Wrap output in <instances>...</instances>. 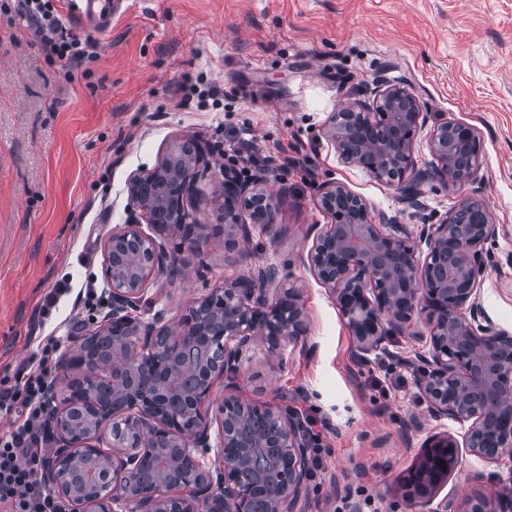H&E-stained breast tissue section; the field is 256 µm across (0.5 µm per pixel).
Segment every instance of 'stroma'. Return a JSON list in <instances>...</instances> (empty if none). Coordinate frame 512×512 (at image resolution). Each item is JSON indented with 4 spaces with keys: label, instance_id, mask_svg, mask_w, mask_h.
Masks as SVG:
<instances>
[{
    "label": "stroma",
    "instance_id": "1",
    "mask_svg": "<svg viewBox=\"0 0 512 512\" xmlns=\"http://www.w3.org/2000/svg\"><path fill=\"white\" fill-rule=\"evenodd\" d=\"M95 41L88 76L67 80L13 0H0V389L38 361L40 340L68 347L75 325L108 312L105 243L135 217L131 174L153 168L175 137L219 148L248 127L268 159L266 187L282 198L274 224L225 247L212 227L236 162L215 158L197 184L198 243L179 254L178 273L149 278L146 292L176 323L225 280L273 266L279 287L301 289L308 334L285 343L281 360L256 357L240 385L249 398L311 414L328 453L301 512H349L368 497L374 512H420L404 495V476L430 436L464 427L430 417L416 374L397 361L386 387L374 386L376 361L353 357L335 303L301 258L311 227L330 221L316 205L324 184H346L414 241L479 191L497 226L480 300L512 331V0H124ZM201 75L219 87L218 104L177 93ZM379 81L410 84L425 104L417 168L436 163L430 125L448 117L480 130L479 188L430 182L407 210L393 188L342 160L323 129ZM61 285L67 293L43 310ZM89 285L98 292L91 309L77 298ZM460 455L442 495L512 493V462Z\"/></svg>",
    "mask_w": 512,
    "mask_h": 512
}]
</instances>
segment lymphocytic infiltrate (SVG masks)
Wrapping results in <instances>:
<instances>
[{
	"label": "lymphocytic infiltrate",
	"instance_id": "1",
	"mask_svg": "<svg viewBox=\"0 0 512 512\" xmlns=\"http://www.w3.org/2000/svg\"><path fill=\"white\" fill-rule=\"evenodd\" d=\"M16 10L28 27L48 45L65 73L96 56L95 43L68 30L56 0H15ZM58 345L49 341L40 348L36 366L13 387L0 389V412L14 414L13 428L0 436V505L6 512H64L61 503L37 476L49 452L44 429L48 385L46 375L56 360Z\"/></svg>",
	"mask_w": 512,
	"mask_h": 512
}]
</instances>
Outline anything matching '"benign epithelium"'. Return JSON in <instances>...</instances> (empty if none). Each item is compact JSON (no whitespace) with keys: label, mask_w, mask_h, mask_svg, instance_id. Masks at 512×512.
I'll return each instance as SVG.
<instances>
[{"label":"benign epithelium","mask_w":512,"mask_h":512,"mask_svg":"<svg viewBox=\"0 0 512 512\" xmlns=\"http://www.w3.org/2000/svg\"><path fill=\"white\" fill-rule=\"evenodd\" d=\"M427 123L420 97L407 85L377 83L362 98L331 115L325 139L348 164L364 168L393 187L407 208L419 206L420 187L437 181L451 187L475 183L480 132L472 124L444 119L430 132L437 160L415 168L414 139ZM212 168L211 148L194 138L173 141L158 163L133 174L127 192L136 220L119 224L105 244L104 277L111 309L94 330L81 327L59 362L67 384L49 418L55 450L42 466L50 491L71 512H299L308 495L310 458L297 413L245 397L238 377L263 345L269 360L281 357L283 341L300 342L307 320L294 288L275 286L269 267L213 289L172 324L162 311L149 321L153 304L144 284L177 265L182 247L198 240L192 220L195 184ZM224 210L214 231L234 245L253 230L275 222L278 201L264 178L224 173ZM331 223L314 231L303 263L329 292L363 362L387 349L394 333L425 317V349L399 356L419 375L418 383L436 419L467 425L462 436L436 434L403 481L405 496L422 512H512V498L477 492L463 499H437L459 465V449L485 461H512V333L497 327L480 302L486 266L484 246L497 234L477 194L462 198L451 214L431 224L419 247L404 224L386 213L373 215L345 184L331 182L316 198ZM249 212L251 222L242 219ZM204 336L219 337L202 369L180 355ZM165 359V381L178 412L157 413L156 391L136 396L115 378L134 363L149 370ZM224 398L213 405L215 385ZM137 434L133 444L102 447L111 419ZM110 482L107 496L92 486Z\"/></svg>","instance_id":"obj_1"}]
</instances>
